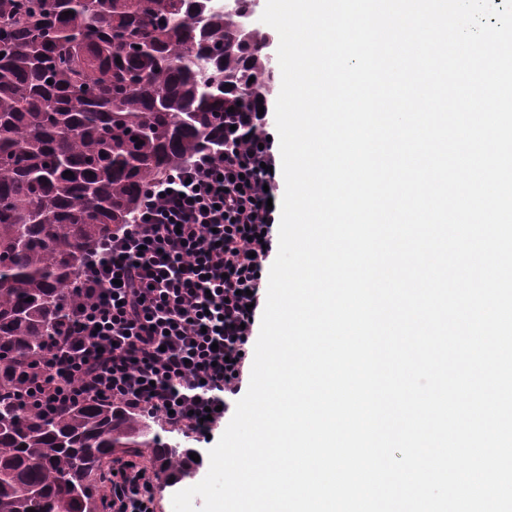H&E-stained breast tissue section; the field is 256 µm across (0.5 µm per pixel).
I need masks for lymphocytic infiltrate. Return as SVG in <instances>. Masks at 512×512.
Instances as JSON below:
<instances>
[{"label": "lymphocytic infiltrate", "instance_id": "obj_1", "mask_svg": "<svg viewBox=\"0 0 512 512\" xmlns=\"http://www.w3.org/2000/svg\"><path fill=\"white\" fill-rule=\"evenodd\" d=\"M272 142L201 152L152 181L133 223L81 266L82 298L16 402L48 416L108 401L198 438L220 424L241 372L272 248ZM159 472L113 460L104 512H156Z\"/></svg>", "mask_w": 512, "mask_h": 512}]
</instances>
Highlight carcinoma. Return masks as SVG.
Here are the masks:
<instances>
[{
	"label": "carcinoma",
	"instance_id": "cac0c4a2",
	"mask_svg": "<svg viewBox=\"0 0 512 512\" xmlns=\"http://www.w3.org/2000/svg\"><path fill=\"white\" fill-rule=\"evenodd\" d=\"M268 44L214 0H0V512H101L102 468L128 448L191 474L189 452L119 405L44 417L14 397L83 256L133 223L146 186L260 136L240 117L267 101Z\"/></svg>",
	"mask_w": 512,
	"mask_h": 512
}]
</instances>
